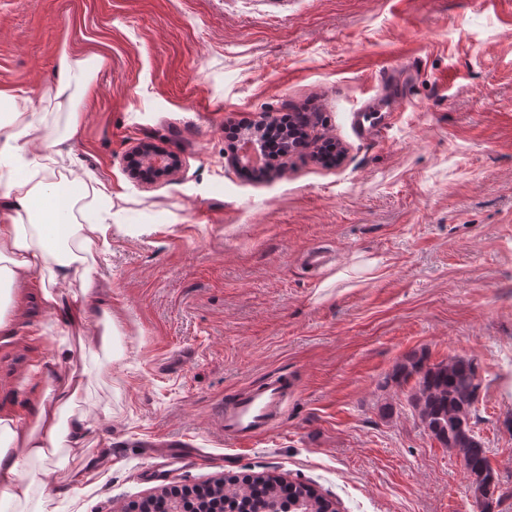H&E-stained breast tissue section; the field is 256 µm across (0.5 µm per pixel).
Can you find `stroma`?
Listing matches in <instances>:
<instances>
[{
	"instance_id": "obj_1",
	"label": "stroma",
	"mask_w": 512,
	"mask_h": 512,
	"mask_svg": "<svg viewBox=\"0 0 512 512\" xmlns=\"http://www.w3.org/2000/svg\"><path fill=\"white\" fill-rule=\"evenodd\" d=\"M63 48L104 59L57 167L87 183L77 222L111 221L96 268L118 325L109 352L74 356L87 447L31 461L47 481L9 512H133L163 488L263 473L342 512H483L392 378L421 353L476 364L490 512H512V0H0V89L27 92L50 140L69 121ZM386 67L397 95L372 80ZM386 106L384 137L352 128ZM285 114L309 148L242 173L225 126ZM326 139L340 163L316 157ZM140 142L179 171L132 178ZM312 248L333 266H306ZM6 315L0 408L24 416L61 330L31 298ZM278 374L296 388L283 422L225 440L217 409ZM150 439L207 460L153 480Z\"/></svg>"
}]
</instances>
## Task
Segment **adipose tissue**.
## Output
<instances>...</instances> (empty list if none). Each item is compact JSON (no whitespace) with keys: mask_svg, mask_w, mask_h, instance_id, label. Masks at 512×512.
<instances>
[{"mask_svg":"<svg viewBox=\"0 0 512 512\" xmlns=\"http://www.w3.org/2000/svg\"><path fill=\"white\" fill-rule=\"evenodd\" d=\"M101 64L100 57L61 50L54 73L59 104H72L75 90L88 86ZM59 145L39 137L24 98L0 90V304L20 289H39L44 310L64 335L35 369L44 390L34 396L28 418L0 409V498L9 501L30 496L33 483L23 476L27 461L50 459L64 446L85 447L91 435L87 416L72 409L85 378L71 365L67 337L92 329L104 348L115 330L92 262L109 246L108 227L76 221L74 207L87 184L77 175L56 174ZM72 279L81 282L80 295L61 291V283Z\"/></svg>","mask_w":512,"mask_h":512,"instance_id":"adipose-tissue-1","label":"adipose tissue"}]
</instances>
